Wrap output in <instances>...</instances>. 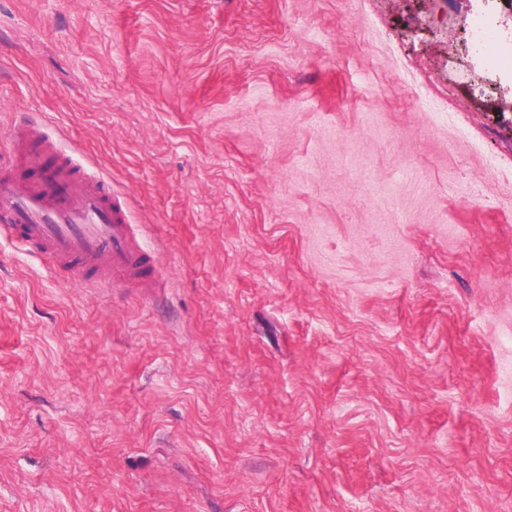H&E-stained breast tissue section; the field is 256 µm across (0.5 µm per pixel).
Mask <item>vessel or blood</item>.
I'll list each match as a JSON object with an SVG mask.
<instances>
[{
	"label": "vessel or blood",
	"instance_id": "b4317fda",
	"mask_svg": "<svg viewBox=\"0 0 512 512\" xmlns=\"http://www.w3.org/2000/svg\"><path fill=\"white\" fill-rule=\"evenodd\" d=\"M0 151V227L34 246L82 287L138 277L146 291L162 287L157 260L143 251L102 176L88 172L32 121L12 123Z\"/></svg>",
	"mask_w": 512,
	"mask_h": 512
}]
</instances>
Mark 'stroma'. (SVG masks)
Segmentation results:
<instances>
[{
	"label": "stroma",
	"mask_w": 512,
	"mask_h": 512,
	"mask_svg": "<svg viewBox=\"0 0 512 512\" xmlns=\"http://www.w3.org/2000/svg\"><path fill=\"white\" fill-rule=\"evenodd\" d=\"M512 0H0L16 120L165 286L0 230V512H512ZM471 35L476 49L488 67L512 70V42L509 45L498 38L485 15L479 14L472 19Z\"/></svg>",
	"instance_id": "stroma-1"
}]
</instances>
